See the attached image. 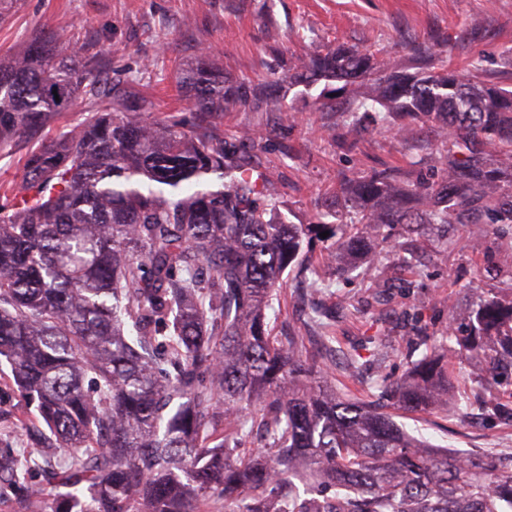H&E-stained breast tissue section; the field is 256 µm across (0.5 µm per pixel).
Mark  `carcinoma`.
Here are the masks:
<instances>
[{
    "label": "carcinoma",
    "mask_w": 512,
    "mask_h": 512,
    "mask_svg": "<svg viewBox=\"0 0 512 512\" xmlns=\"http://www.w3.org/2000/svg\"><path fill=\"white\" fill-rule=\"evenodd\" d=\"M411 62L315 47L257 87L203 56L179 71L185 125L143 119L148 69L108 87L107 61L76 42L42 33L0 59V153L34 144L0 202V359L65 488L50 512H512V461L451 454L338 394L320 366L333 337L305 355L303 337L270 334L286 270L331 287L304 264L315 237L345 274L353 255L376 260L386 228H512V89L476 62L467 78L449 70L444 52ZM320 82L344 93L319 104L348 128L436 130V173L345 178L312 223H292L267 194L260 141L220 124ZM79 98L83 121L47 136ZM448 336V353L507 372L512 301L481 299ZM448 380L433 350L376 387L418 412L448 406ZM21 466L0 448V486L16 512H45Z\"/></svg>",
    "instance_id": "cac0c4a2"
}]
</instances>
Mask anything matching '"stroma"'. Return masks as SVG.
Returning <instances> with one entry per match:
<instances>
[{"label": "stroma", "mask_w": 512, "mask_h": 512, "mask_svg": "<svg viewBox=\"0 0 512 512\" xmlns=\"http://www.w3.org/2000/svg\"><path fill=\"white\" fill-rule=\"evenodd\" d=\"M57 38L90 43L108 59L119 61L115 81L129 71L148 68L146 91L157 104L151 120L189 117L192 106L176 88L178 69L206 52L230 73L261 82L287 73L308 44L339 43L377 48L404 58L434 36L447 39L448 63L464 73L479 61L488 73L512 69V0H18L0 22V57L13 55L41 29ZM283 111L232 112L224 117L230 131L249 132L269 141L263 170L279 202L297 224L312 221L314 203L342 177L374 168L435 165L440 138L429 129L415 138L385 131L361 138L356 150L339 147L330 128L336 122L311 102L290 96ZM422 267L414 273L394 265L390 250L379 263L361 264L323 289L322 301L335 316L324 325L303 328L305 351L315 336H332L341 354L327 367L336 387H349L375 399L376 377H403L409 361L426 346L448 342L449 320L464 321L479 297L512 299V238L490 232L462 237L450 252L435 237L419 240ZM356 359L362 376H353L347 359ZM454 384L448 414L395 412L408 432L461 455L512 456V424L502 423L474 402L479 391L499 395L497 384L481 388V366L452 357ZM30 410L7 378H0V446L15 448L29 488L45 503L57 495L45 479L41 459L19 426Z\"/></svg>", "instance_id": "35a3bbf8"}]
</instances>
